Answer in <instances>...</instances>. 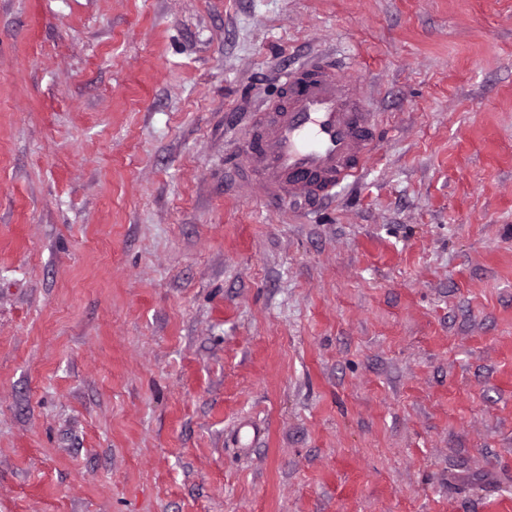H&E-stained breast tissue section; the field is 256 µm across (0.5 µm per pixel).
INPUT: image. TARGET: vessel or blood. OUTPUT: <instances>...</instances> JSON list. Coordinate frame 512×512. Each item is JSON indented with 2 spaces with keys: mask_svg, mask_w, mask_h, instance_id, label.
Instances as JSON below:
<instances>
[{
  "mask_svg": "<svg viewBox=\"0 0 512 512\" xmlns=\"http://www.w3.org/2000/svg\"><path fill=\"white\" fill-rule=\"evenodd\" d=\"M375 131L358 80L322 57L284 75L278 101L255 112L228 165L268 202L322 201L360 176Z\"/></svg>",
  "mask_w": 512,
  "mask_h": 512,
  "instance_id": "b4317fda",
  "label": "vessel or blood"
}]
</instances>
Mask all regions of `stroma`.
Masks as SVG:
<instances>
[{
    "mask_svg": "<svg viewBox=\"0 0 512 512\" xmlns=\"http://www.w3.org/2000/svg\"><path fill=\"white\" fill-rule=\"evenodd\" d=\"M318 55L373 156L272 210ZM0 512H512V0H0ZM225 165L270 203L317 202L357 179L373 152L376 112L348 69L317 58L283 76Z\"/></svg>",
    "mask_w": 512,
    "mask_h": 512,
    "instance_id": "35a3bbf8",
    "label": "stroma"
}]
</instances>
